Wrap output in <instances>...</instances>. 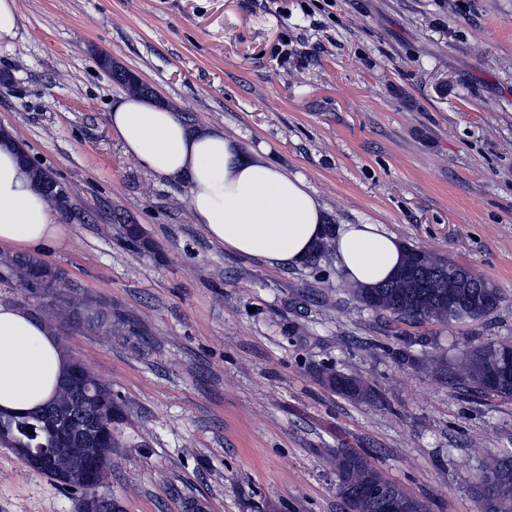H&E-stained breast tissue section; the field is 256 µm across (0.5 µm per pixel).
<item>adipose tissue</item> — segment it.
Masks as SVG:
<instances>
[{
    "mask_svg": "<svg viewBox=\"0 0 512 512\" xmlns=\"http://www.w3.org/2000/svg\"><path fill=\"white\" fill-rule=\"evenodd\" d=\"M111 132L146 170L187 178L189 207L210 242L270 267L302 266L326 233L328 209L304 180L245 151L223 129L192 126L136 97L115 101ZM64 234L37 191L10 129L0 130V250L34 249ZM334 262L351 287L391 279L405 259L399 237L380 224H345L331 240ZM71 359L45 322L18 305L0 304V408L29 413L54 394Z\"/></svg>",
    "mask_w": 512,
    "mask_h": 512,
    "instance_id": "ef3b65f1",
    "label": "adipose tissue"
}]
</instances>
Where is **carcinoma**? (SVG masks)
Listing matches in <instances>:
<instances>
[{"mask_svg":"<svg viewBox=\"0 0 512 512\" xmlns=\"http://www.w3.org/2000/svg\"><path fill=\"white\" fill-rule=\"evenodd\" d=\"M99 66L108 73L112 81L122 86L129 94L151 98L152 88L132 70L114 61L112 56L98 57ZM405 261L395 276L387 283L359 292L368 308L388 312L407 322L435 321L463 324L491 314L500 304L502 295L491 281L472 271L459 282L456 292L465 300V312L448 314V305L443 303L440 293L448 292V282L441 275L455 264L450 258H442L417 247H405ZM15 281L19 287L40 297H54L70 309L72 318L96 329L112 330V313L100 305H92L77 296L65 283L56 269L40 259L26 255L0 257V277ZM512 361V346L487 343L459 358L455 378L459 384L475 391H485V377L492 369ZM82 378L93 386L92 397L81 401L73 382ZM327 385L339 394L355 400L372 398L369 389L360 380L331 373L325 378ZM113 403L112 388L84 363H79L78 372H67L61 388L53 400L37 412L17 416L0 410V436L6 448H55L61 443L60 436L71 439L94 429L93 419L80 414L81 406L93 410ZM348 474L355 482L382 481L384 477L362 456L352 453ZM491 477L511 478L512 460L499 462L487 470L480 482ZM347 512H377L375 503L358 497L352 491H339Z\"/></svg>","mask_w":512,"mask_h":512,"instance_id":"obj_1","label":"carcinoma"}]
</instances>
